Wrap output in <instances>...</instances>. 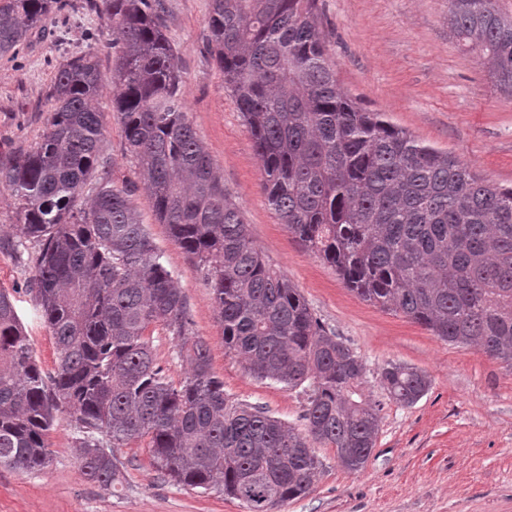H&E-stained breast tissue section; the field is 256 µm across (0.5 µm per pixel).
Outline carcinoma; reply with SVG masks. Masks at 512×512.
<instances>
[{
  "mask_svg": "<svg viewBox=\"0 0 512 512\" xmlns=\"http://www.w3.org/2000/svg\"><path fill=\"white\" fill-rule=\"evenodd\" d=\"M66 0H0V56ZM451 31L490 59L512 90V19L494 0H451ZM160 0H95L112 42L59 62L39 140L0 158L15 200L6 245H33V295L56 347L38 363L14 304L0 289V467L38 471L47 435L67 414L86 434L83 474L122 483L115 451L149 437L156 469L213 490L248 512L307 495L314 448L362 470L379 405L361 392L362 359L314 315L253 242L189 119ZM210 52L253 138L267 202L288 232L351 291L451 345L512 366V187L485 183L456 156L384 121L336 82L316 0H211ZM113 57L112 112L157 221L207 267L224 351L251 374L308 385L296 429L260 407L230 405L209 347L189 335L186 296L161 262L131 200L107 180L98 106L99 54ZM164 328L189 363L175 386L147 332ZM381 382L410 406L427 375L389 363ZM101 438H96V435Z\"/></svg>",
  "mask_w": 512,
  "mask_h": 512,
  "instance_id": "cac0c4a2",
  "label": "carcinoma"
}]
</instances>
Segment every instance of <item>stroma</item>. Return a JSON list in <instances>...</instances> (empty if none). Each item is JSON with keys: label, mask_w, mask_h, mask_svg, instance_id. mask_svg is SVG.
I'll list each match as a JSON object with an SVG mask.
<instances>
[{"label": "stroma", "mask_w": 512, "mask_h": 512, "mask_svg": "<svg viewBox=\"0 0 512 512\" xmlns=\"http://www.w3.org/2000/svg\"><path fill=\"white\" fill-rule=\"evenodd\" d=\"M163 23L185 81V103L198 138L269 264L299 288L320 322L362 359L363 392L380 405L373 454L365 469L345 470L329 447H316L320 475L309 494L276 512H512V367L472 347L448 344L403 315L361 300L335 269L289 234L262 189L264 173L251 134L209 50L210 0H163ZM321 28L340 87L423 144L448 152L488 183L512 186V93L502 91L479 51L458 44L448 24L449 0H318ZM105 19L87 0L34 30L16 56L0 57V152L28 149L42 134L47 95L62 57L111 41ZM108 178L134 188L132 200L184 292L189 333L204 341L213 372L230 402L265 408L301 427L302 389H288L246 371L224 351L206 271L158 223L125 154L104 81ZM27 257L0 248V288L15 306L36 358L53 370L54 340L24 285ZM158 365L173 384L189 365L161 327L148 331ZM423 371L430 388L417 403L391 400L380 381L387 363ZM81 434L59 417L48 435L49 466L22 472L0 467V512H246L239 500L177 486L153 466L148 438L117 451L122 486L105 489L81 473Z\"/></svg>", "instance_id": "stroma-1"}]
</instances>
